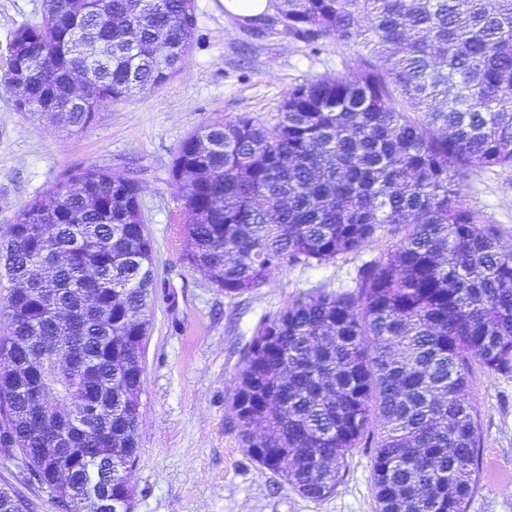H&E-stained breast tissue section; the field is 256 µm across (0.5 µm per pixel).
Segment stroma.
Here are the masks:
<instances>
[{
	"label": "stroma",
	"instance_id": "obj_1",
	"mask_svg": "<svg viewBox=\"0 0 512 512\" xmlns=\"http://www.w3.org/2000/svg\"><path fill=\"white\" fill-rule=\"evenodd\" d=\"M195 34L184 66L159 88L108 104L79 131L16 111L0 85V235L19 211L72 171L94 164L136 182L155 259L143 383L138 394L141 457L130 474L133 512H376L368 448L353 451L335 494L308 499L246 453L231 409L233 378L260 322L294 296L350 284L369 244L347 260L289 266L229 298L187 263L182 201L173 166L180 143L200 127L241 113L274 124L288 89L356 66L363 49L310 48L286 34H259L228 15L224 0H193ZM44 0H0V67L20 26L41 23ZM464 204L499 225L512 248V168L478 169ZM470 398L480 431V481L467 512H512V376L474 367ZM28 512H65L45 486L0 454V487Z\"/></svg>",
	"mask_w": 512,
	"mask_h": 512
}]
</instances>
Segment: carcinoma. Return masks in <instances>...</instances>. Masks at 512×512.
Returning a JSON list of instances; mask_svg holds the SVG:
<instances>
[{
	"label": "carcinoma",
	"instance_id": "carcinoma-1",
	"mask_svg": "<svg viewBox=\"0 0 512 512\" xmlns=\"http://www.w3.org/2000/svg\"><path fill=\"white\" fill-rule=\"evenodd\" d=\"M262 22L313 48L360 45L356 67L292 87L278 120L248 113L208 124L179 145L190 267L231 298L287 266L334 262L385 240L351 290L296 296L259 325L243 351L231 407L248 455L301 495L323 499L348 456L371 448L377 512H466L478 487L472 362L512 374V249L463 203L469 170L512 168V0H271ZM48 21L19 27L11 69L27 102L79 87L82 129L103 105L163 85L189 56L192 0H45ZM371 25L364 29L360 19ZM89 28L99 59L73 40ZM130 179L90 164L25 205L0 237L9 283L0 336V453L65 512H131L128 475L105 477L110 452L140 460L127 394L142 385L154 255ZM52 301V310L43 302ZM86 364L79 376L59 356ZM66 403L50 419L98 409L47 457L55 438L30 421L27 366ZM0 512H26L0 488Z\"/></svg>",
	"mask_w": 512,
	"mask_h": 512
}]
</instances>
